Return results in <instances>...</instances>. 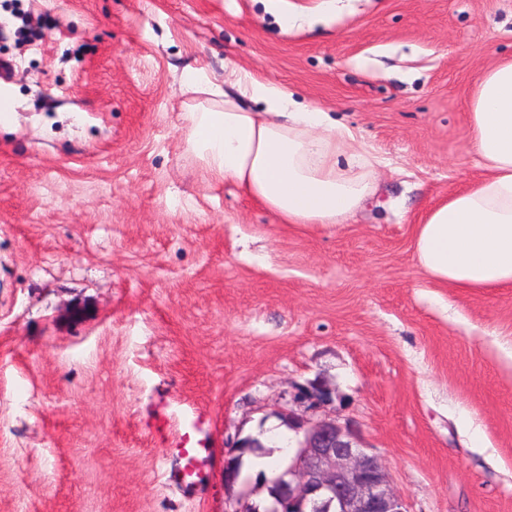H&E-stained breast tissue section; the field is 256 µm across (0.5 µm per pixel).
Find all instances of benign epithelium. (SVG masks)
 Returning a JSON list of instances; mask_svg holds the SVG:
<instances>
[{"label": "benign epithelium", "instance_id": "7a95c632", "mask_svg": "<svg viewBox=\"0 0 512 512\" xmlns=\"http://www.w3.org/2000/svg\"><path fill=\"white\" fill-rule=\"evenodd\" d=\"M290 512H406L381 459L349 429L324 418L305 429L288 463Z\"/></svg>", "mask_w": 512, "mask_h": 512}]
</instances>
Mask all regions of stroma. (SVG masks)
I'll return each instance as SVG.
<instances>
[{
	"mask_svg": "<svg viewBox=\"0 0 512 512\" xmlns=\"http://www.w3.org/2000/svg\"><path fill=\"white\" fill-rule=\"evenodd\" d=\"M323 3L0 0V512H226L233 440L328 417L406 512H512V288L412 256L481 175L470 97L512 0ZM229 61L383 159L346 224L280 223L189 150L182 72ZM184 433L215 451L200 495L160 476Z\"/></svg>",
	"mask_w": 512,
	"mask_h": 512,
	"instance_id": "obj_1",
	"label": "stroma"
}]
</instances>
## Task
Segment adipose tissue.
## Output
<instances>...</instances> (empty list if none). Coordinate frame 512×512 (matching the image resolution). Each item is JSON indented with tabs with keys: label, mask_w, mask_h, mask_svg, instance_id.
Masks as SVG:
<instances>
[{
	"label": "adipose tissue",
	"mask_w": 512,
	"mask_h": 512,
	"mask_svg": "<svg viewBox=\"0 0 512 512\" xmlns=\"http://www.w3.org/2000/svg\"><path fill=\"white\" fill-rule=\"evenodd\" d=\"M228 83L183 72L184 87L202 97L188 145L213 173L295 226L344 224L374 196L383 162L354 129L249 71L231 69ZM470 123L484 174L427 210L413 229L414 256L443 286L512 288V58L483 74Z\"/></svg>",
	"instance_id": "adipose-tissue-1"
}]
</instances>
